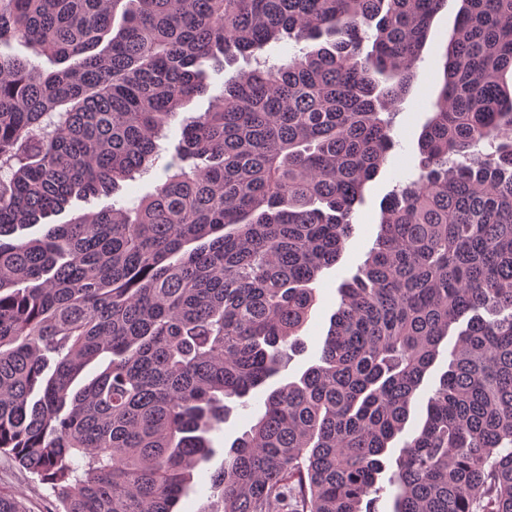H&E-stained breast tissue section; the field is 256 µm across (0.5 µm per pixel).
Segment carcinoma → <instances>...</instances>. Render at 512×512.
Here are the masks:
<instances>
[{
    "instance_id": "1",
    "label": "carcinoma",
    "mask_w": 512,
    "mask_h": 512,
    "mask_svg": "<svg viewBox=\"0 0 512 512\" xmlns=\"http://www.w3.org/2000/svg\"><path fill=\"white\" fill-rule=\"evenodd\" d=\"M446 4L0 0V47L56 66L0 52V453L61 512H174L226 400L286 368ZM285 36L323 43L224 80L152 194L17 236L160 159L205 64ZM442 71L418 177L382 201L318 363L266 394L203 512H377L454 329L394 512H512V0H462ZM456 336L450 334L448 336V345L445 343L441 349V355L436 361L434 367L431 370V374L421 387L418 401L415 408L413 409L409 422L403 433L399 434L395 440L390 444L387 452V458L385 462V469L379 475L378 483L387 488L386 492L382 494V498L377 504V508L380 512H391L393 510V497L394 491L388 486V478L391 473L395 470V460L399 455L400 448L404 445V442L410 438L417 430L420 429L424 417H425V406L430 396L432 389L437 384L440 375L448 369V362L450 360V353L454 347Z\"/></svg>"
}]
</instances>
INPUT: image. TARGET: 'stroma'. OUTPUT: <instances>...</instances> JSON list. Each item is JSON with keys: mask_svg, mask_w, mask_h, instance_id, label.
I'll return each mask as SVG.
<instances>
[{"mask_svg": "<svg viewBox=\"0 0 512 512\" xmlns=\"http://www.w3.org/2000/svg\"><path fill=\"white\" fill-rule=\"evenodd\" d=\"M459 6L460 0H448L446 7L433 21L430 43L418 63L417 78L406 99L399 106L394 120L391 135L395 146L376 178L368 184L363 203L356 208L353 219L354 232L338 263L323 270L313 284L316 302L300 332L301 347L287 368L281 372L278 378L279 383L298 380L310 366L317 363L330 319L340 301L338 288L344 279L351 277L363 264L379 234L382 199L390 194L397 183L407 181L417 174L415 169L418 155L417 139L423 124L433 111V102L439 88V57L452 33ZM295 50L294 42L284 41L268 46L256 52L254 56L238 58L233 65L226 67L224 73H211L209 79L211 87L208 94L195 97L181 109L177 119L170 125L168 138L161 140L163 158L161 164L155 165L148 174L136 181L123 183L121 190L116 194L103 192L72 198L62 212L49 216L47 221L39 222L30 228V236L41 235L48 224H62L75 216L106 209L114 201L140 198L151 194L164 177L163 162L170 160L176 153L182 121L206 111L210 106L211 96L219 93L224 79L232 76L236 70L253 68L258 61L264 59L272 64L281 62ZM451 351V346L442 347L430 376L420 390L418 401L404 432L395 438L387 452L385 471L378 479L379 484L385 488L377 504L379 512H392L394 492L387 487L389 474L395 469V460L404 442L420 429L425 417L427 400L440 375L448 368ZM263 395V390L259 389L246 400H230L227 422L221 430L215 431L212 435L216 454L208 464L198 470L196 486L182 498L178 506L179 512H202L210 495V473L223 465L224 455L233 441L254 424ZM0 492L16 495L23 501L27 512H56L58 508V502L47 485L42 484L36 476L22 469L3 454H0Z\"/></svg>", "mask_w": 512, "mask_h": 512, "instance_id": "stroma-1", "label": "stroma"}]
</instances>
